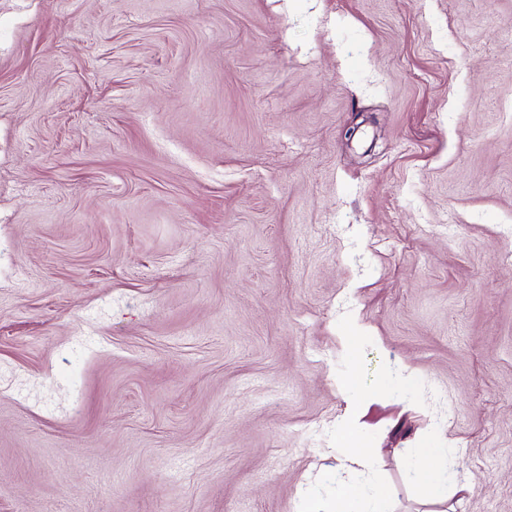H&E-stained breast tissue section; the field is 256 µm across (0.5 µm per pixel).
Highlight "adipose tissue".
I'll return each mask as SVG.
<instances>
[{"instance_id":"ef3b65f1","label":"adipose tissue","mask_w":512,"mask_h":512,"mask_svg":"<svg viewBox=\"0 0 512 512\" xmlns=\"http://www.w3.org/2000/svg\"><path fill=\"white\" fill-rule=\"evenodd\" d=\"M418 456L425 459L424 467L415 471V480L423 500L435 507L448 503V470L443 461L448 455L444 448H421ZM304 512H393L391 495L384 484L369 485L361 479L337 481L336 494L328 501L309 495Z\"/></svg>"}]
</instances>
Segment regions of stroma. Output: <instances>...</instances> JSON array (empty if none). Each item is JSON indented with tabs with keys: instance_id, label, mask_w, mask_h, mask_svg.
Segmentation results:
<instances>
[{
	"instance_id": "obj_1",
	"label": "stroma",
	"mask_w": 512,
	"mask_h": 512,
	"mask_svg": "<svg viewBox=\"0 0 512 512\" xmlns=\"http://www.w3.org/2000/svg\"><path fill=\"white\" fill-rule=\"evenodd\" d=\"M350 416L512 512V0H0V512H299Z\"/></svg>"
}]
</instances>
